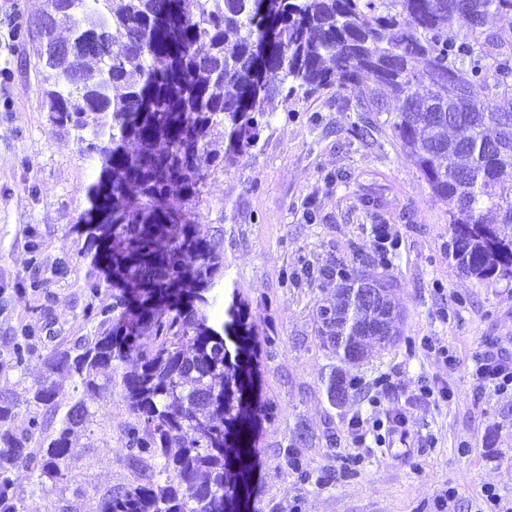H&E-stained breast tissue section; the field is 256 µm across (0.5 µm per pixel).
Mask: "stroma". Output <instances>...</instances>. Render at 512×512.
Listing matches in <instances>:
<instances>
[{"instance_id":"35a3bbf8","label":"stroma","mask_w":512,"mask_h":512,"mask_svg":"<svg viewBox=\"0 0 512 512\" xmlns=\"http://www.w3.org/2000/svg\"><path fill=\"white\" fill-rule=\"evenodd\" d=\"M45 0H0V394H22L44 373L45 349L24 369L10 365L17 328L42 319L45 335L69 344L88 333L80 318L88 300L82 257L85 237L76 224L89 207L97 161L81 153L73 134L47 112L35 67L36 43L9 41V16L39 13ZM384 112H357L334 93H318L276 109L257 143L225 170L211 174L196 205L201 235L219 238L224 277L221 305L248 303L261 345L255 398L263 415L251 433L252 474L247 512H434L454 488L449 512H479L493 488L512 512V391L474 386L472 359L480 346L512 351V283L481 285L448 257V209L433 202L416 167L392 139ZM370 124V137L354 135ZM397 242L388 263L374 248V225ZM40 245L31 265L30 239ZM372 272H387L403 310L402 336L369 361L347 367L358 382L353 396L330 405L323 378L333 363L312 331L318 301L331 283L287 278L291 269H339L355 254ZM45 288L22 289L31 273ZM102 288L95 306L111 303ZM447 346L446 365L428 341ZM391 376L396 390L384 408L368 398ZM435 394L417 398L421 383ZM93 417L74 440L67 486L34 498L35 512H89L91 500L128 484L121 431L130 416L119 392L87 398ZM408 418L405 444H353L356 417ZM324 442L303 450L309 481L288 469L282 451L295 422ZM494 434L495 447L486 444ZM361 454L359 467L324 485L312 476L339 467V454Z\"/></svg>"}]
</instances>
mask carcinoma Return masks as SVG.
Returning a JSON list of instances; mask_svg holds the SVG:
<instances>
[{
	"mask_svg": "<svg viewBox=\"0 0 512 512\" xmlns=\"http://www.w3.org/2000/svg\"><path fill=\"white\" fill-rule=\"evenodd\" d=\"M268 86L250 111L256 0H48L17 35L35 37L44 99L101 170L89 189L96 223L84 225V288L112 287V303L82 311L91 333L45 356L25 398L0 396V512H31L9 476L17 466L41 493L69 481L72 437L92 417L85 398L119 390L132 481L107 490L92 512H224L236 474L249 473L247 426L256 324L213 293L224 249L189 212L202 167L222 171L269 124L265 104L332 91L358 112H387L392 137L448 206V255L479 283L512 280V30L489 32L512 0H279ZM68 38L57 36L58 30ZM465 30L474 42L463 40ZM493 46L487 54L477 40ZM488 89L480 99L474 88ZM222 130L224 153L211 149ZM336 281L318 303L313 333L343 364H359L401 337V312L384 278L356 266L306 270ZM378 290L367 303L363 289ZM20 329L14 368L34 353ZM133 360L129 370L121 364ZM71 382L70 403L58 378ZM357 389L339 366L326 381L336 406ZM313 440L296 422L291 468Z\"/></svg>",
	"mask_w": 512,
	"mask_h": 512,
	"instance_id": "1",
	"label": "carcinoma"
}]
</instances>
